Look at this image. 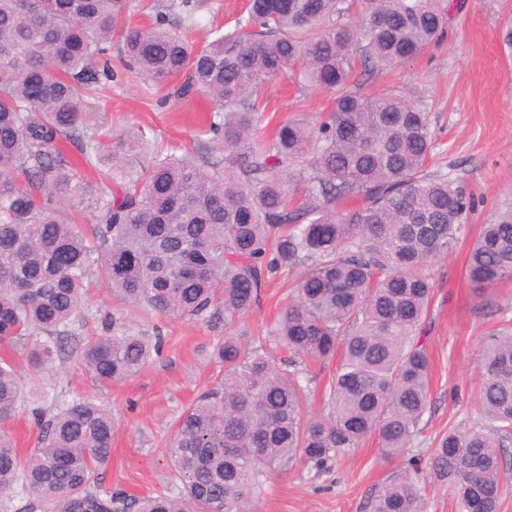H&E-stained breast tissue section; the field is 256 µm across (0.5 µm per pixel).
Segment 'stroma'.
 Wrapping results in <instances>:
<instances>
[{"label":"stroma","mask_w":512,"mask_h":512,"mask_svg":"<svg viewBox=\"0 0 512 512\" xmlns=\"http://www.w3.org/2000/svg\"><path fill=\"white\" fill-rule=\"evenodd\" d=\"M198 3L188 24L197 43L207 40L211 25L233 23L246 13V0ZM511 17L512 0H464L441 47L363 85L367 93L414 87L431 97L439 138L434 166L462 182L474 198L462 242L427 268L436 288L426 331L433 379L421 434L392 462L382 458L377 439L370 437L358 448L338 453L327 470L290 464L270 475L255 512H366L369 498L393 478L411 480L421 488L426 512H454L450 496L434 487L426 467L431 441L448 426L475 420L482 338L502 320H512V281L478 289L466 268L469 246L481 224L512 197V55L499 41V30ZM112 71L113 79L101 91L99 122L104 128L116 135L138 130L147 140L169 147L209 146L208 127L216 112L207 95L170 96L128 70L117 56ZM264 100L265 118L278 122L297 113L322 111L330 96L276 78L267 84ZM291 298L288 277L271 275L259 305L238 322L237 331L246 341L262 340L272 356L281 357L272 329ZM123 332L163 336V346L142 372L99 388L84 371L80 347L87 337ZM66 333L67 353L49 373L35 375L26 363L16 364L23 387L39 390L37 400H26L7 425L20 453L38 446L37 413H56L77 397L91 395L116 421L112 459L96 491L105 496L119 491L138 496L178 494L181 482L169 465L166 445L179 416L198 394L224 377L223 365L212 357L214 345L224 337L223 315L151 319L113 300L94 277Z\"/></svg>","instance_id":"obj_1"}]
</instances>
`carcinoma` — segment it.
<instances>
[{
  "instance_id": "obj_1",
  "label": "carcinoma",
  "mask_w": 512,
  "mask_h": 512,
  "mask_svg": "<svg viewBox=\"0 0 512 512\" xmlns=\"http://www.w3.org/2000/svg\"><path fill=\"white\" fill-rule=\"evenodd\" d=\"M166 5L149 26L130 0H0V345L37 372L65 354L70 322L97 269L114 299L147 314L195 319L224 312L213 349L224 382L177 423L167 453L176 496H101L114 419L86 396L38 421L40 446L20 455L0 430V493L22 482L42 512H252L268 473L298 461L321 470L341 450L378 439L399 457L420 433L432 368L424 327L435 296L425 273L463 233L473 199L428 171L430 105L417 92L365 93L378 75L448 36L453 0H248L247 16L196 45ZM148 83L210 97L198 162L127 130L95 141L94 100L112 77V38ZM275 77L334 95L316 116L258 135L265 84ZM81 143L99 178L74 171L56 143ZM76 205L93 223L69 218ZM300 271L275 336L293 354L276 362L232 331L261 299L272 272ZM469 279H512V206L495 213L467 254ZM35 332L47 340L28 348ZM162 338L87 340L85 372L107 387L142 371ZM336 364L323 413L298 363ZM25 393L0 361V423ZM478 419L434 442L429 469L454 512H499L504 449L512 446V325L488 332L475 395ZM369 512H424L405 480L382 485Z\"/></svg>"
}]
</instances>
